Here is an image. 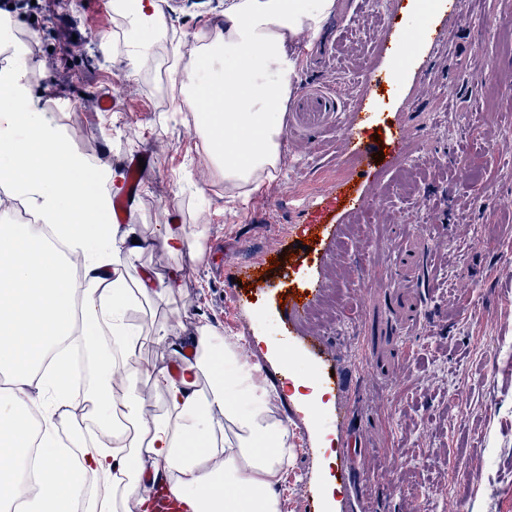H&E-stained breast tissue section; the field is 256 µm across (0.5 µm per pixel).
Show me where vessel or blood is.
Listing matches in <instances>:
<instances>
[{
    "mask_svg": "<svg viewBox=\"0 0 512 512\" xmlns=\"http://www.w3.org/2000/svg\"><path fill=\"white\" fill-rule=\"evenodd\" d=\"M407 22L408 15L403 6H396L384 14L376 40L379 62L362 76L363 91L352 112L336 124L343 133L336 157L344 164L345 175L333 181L324 192L304 196L299 204L297 214L305 219L302 233L314 237L316 243L308 257L314 276L307 280L278 282L269 278L272 259L285 254L290 247L285 239L271 250L268 258L240 263L235 271L239 285L236 294L238 306L248 305L254 297H267L280 318L276 344L283 369H291L299 358L308 361L310 374L316 383L336 395L335 421L340 427L345 424L347 408L343 379L337 373L338 357L320 337L307 332L305 324L315 301L323 292L318 272L326 261L330 244L342 235L346 224L352 223L368 208L367 185L374 183L382 174L396 170L406 156L409 139L406 125L398 121L381 122L375 103L395 93L393 73L400 67L396 46L407 39L418 46L433 41L435 35L447 27L448 14L444 11L435 14L422 30L409 29ZM377 126L382 127L385 137L386 152L381 156L375 155L366 141L369 130ZM151 512H183V507L178 497L160 486L154 492Z\"/></svg>",
    "mask_w": 512,
    "mask_h": 512,
    "instance_id": "b4317fda",
    "label": "vessel or blood"
}]
</instances>
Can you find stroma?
<instances>
[{
	"instance_id": "35a3bbf8",
	"label": "stroma",
	"mask_w": 512,
	"mask_h": 512,
	"mask_svg": "<svg viewBox=\"0 0 512 512\" xmlns=\"http://www.w3.org/2000/svg\"><path fill=\"white\" fill-rule=\"evenodd\" d=\"M22 33L38 39L29 73L39 103L64 137L93 160L122 165L152 153L131 224L149 241L140 265L181 269L166 301L138 309V328L206 322L243 341L263 379L279 378L266 356L269 323L259 306L235 308L232 277L296 230L300 197L345 173L336 160V115L347 111L356 72L373 66V32L389 0H341V17L316 40L300 35L293 92L280 117L282 165L247 206L224 194L182 107L184 74L173 73L165 46L178 33L191 48L200 32L224 24V0H170L162 31L151 34L142 69L127 60L125 25L67 50L60 29L98 28L88 0H70L67 22L44 0H13ZM426 81H402L382 104L408 127L406 162L417 165V191L382 196L333 243L328 288L308 320L337 353L345 374L350 422L312 430L292 401L295 447L281 484L282 512H304L310 481L325 464L310 451L318 433L326 454L346 455L350 494L334 512H512V0H466L447 29L423 51ZM111 88L117 106L98 109ZM178 224L200 238L197 261L166 253L160 237Z\"/></svg>"
}]
</instances>
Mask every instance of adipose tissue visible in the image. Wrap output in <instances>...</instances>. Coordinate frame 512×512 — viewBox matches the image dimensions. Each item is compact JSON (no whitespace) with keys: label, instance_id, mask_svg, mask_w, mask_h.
<instances>
[{"label":"adipose tissue","instance_id":"adipose-tissue-1","mask_svg":"<svg viewBox=\"0 0 512 512\" xmlns=\"http://www.w3.org/2000/svg\"><path fill=\"white\" fill-rule=\"evenodd\" d=\"M130 32L132 68L147 59L145 27L158 26L157 0H113ZM338 0H225L218 35L198 37L186 65L184 106L224 190L240 205L281 167L278 115L292 92L295 43L317 36ZM36 40L15 43L0 65V183L66 243L58 257L30 224L0 225V508L25 512H148L166 484L187 512H281L280 483L293 431L268 385L240 355L239 339L197 325L177 347L179 364L152 369L162 412L130 384L131 362L150 338L129 320L168 298L177 274L131 276L143 244L107 219L122 187L120 167L88 168L58 125L41 112L28 74ZM107 329L120 356L94 363L90 389L71 388L58 347L91 343ZM92 422L96 442L78 434L61 447L63 419Z\"/></svg>","mask_w":512,"mask_h":512}]
</instances>
